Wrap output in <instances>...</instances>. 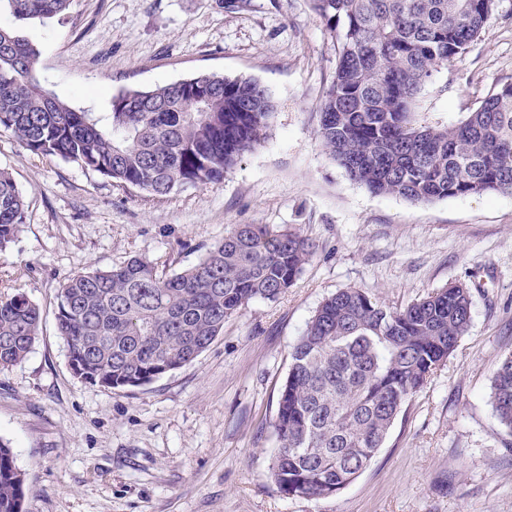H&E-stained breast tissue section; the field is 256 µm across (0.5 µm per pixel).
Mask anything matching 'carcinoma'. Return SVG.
I'll return each mask as SVG.
<instances>
[{"mask_svg":"<svg viewBox=\"0 0 512 512\" xmlns=\"http://www.w3.org/2000/svg\"><path fill=\"white\" fill-rule=\"evenodd\" d=\"M20 22L65 13L72 0H0ZM338 33V64L318 137L354 182L414 204L489 192L512 194V85L450 126L418 123L413 106L434 72L478 37L495 0H311ZM39 51L0 28V130L27 150L57 156L164 196L219 185L266 139L267 88L216 72L152 89L126 88L111 111L76 109L37 79ZM25 221L23 197L0 171V252ZM313 255L300 232L237 224L200 261L172 275L132 258L75 274L56 319L78 376L107 389L146 385L189 364L256 299L274 301ZM466 285L437 288L392 309L358 288L328 296L294 344L278 396L272 477L288 497L332 496L382 448L404 404L467 332ZM40 311L24 293L0 298V368L23 360ZM491 401L512 432V353L494 373ZM30 487L0 442V512H22Z\"/></svg>","mask_w":512,"mask_h":512,"instance_id":"carcinoma-1","label":"carcinoma"}]
</instances>
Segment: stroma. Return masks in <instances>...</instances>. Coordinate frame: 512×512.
I'll list each match as a JSON object with an SVG mask.
<instances>
[{"label": "stroma", "mask_w": 512, "mask_h": 512, "mask_svg": "<svg viewBox=\"0 0 512 512\" xmlns=\"http://www.w3.org/2000/svg\"><path fill=\"white\" fill-rule=\"evenodd\" d=\"M21 28L43 87L72 107L111 109L125 88L201 72L257 80L276 114L267 139L220 185L154 196L0 131V169L25 222L0 253V296L26 293L39 336L0 370V441L30 491L22 512H512V432L490 398L512 352V195L411 204L351 181L323 149L321 106L337 41L309 0H73ZM512 84V0L418 95L420 122L447 125ZM236 224L298 230L315 250L277 300L251 301L192 363L137 388L76 377L57 297L79 272L134 257L170 275ZM464 283L471 321L404 405L383 447L339 494L286 497L271 478L277 398L290 352L321 302L359 288L393 308Z\"/></svg>", "instance_id": "1"}]
</instances>
